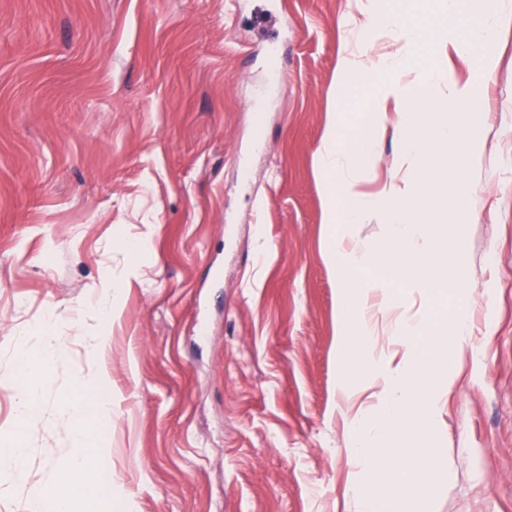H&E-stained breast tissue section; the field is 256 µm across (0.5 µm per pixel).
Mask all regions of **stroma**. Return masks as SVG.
I'll return each instance as SVG.
<instances>
[{"instance_id": "stroma-1", "label": "stroma", "mask_w": 512, "mask_h": 512, "mask_svg": "<svg viewBox=\"0 0 512 512\" xmlns=\"http://www.w3.org/2000/svg\"><path fill=\"white\" fill-rule=\"evenodd\" d=\"M356 0H0V444L20 358L47 357L20 476L31 512L94 417L98 512H358L330 233L387 237L378 209L327 222L315 155L371 105L332 92L376 43ZM456 58L484 106V206L461 259L477 359L422 447V512H512V29ZM139 244L132 257L130 244ZM110 313L102 315L101 300ZM102 382L81 391L84 379Z\"/></svg>"}]
</instances>
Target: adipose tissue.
I'll list each match as a JSON object with an SVG mask.
<instances>
[{
	"label": "adipose tissue",
	"mask_w": 512,
	"mask_h": 512,
	"mask_svg": "<svg viewBox=\"0 0 512 512\" xmlns=\"http://www.w3.org/2000/svg\"><path fill=\"white\" fill-rule=\"evenodd\" d=\"M463 0H431L421 20L365 0L361 14L366 28L389 36L397 48L370 54L352 52L342 59L343 80L334 94L340 102L352 100L359 89L374 90L368 116L352 128L330 126L317 150L319 175L329 205V221L364 223L370 203L360 190L359 173L367 156L377 150L386 133L403 144L395 172L383 180L382 214L389 228L381 245L358 237L328 236L326 255L336 275L340 345L346 364L357 362L365 347L386 334L388 348L369 364L373 375L371 401L348 418L353 451L371 481V492L359 502V512H414L428 487V474L417 467L416 434L439 410V398L453 392L454 373L445 363L448 351H461L470 336L467 310L449 309L446 297L468 276L456 251L432 234L445 226L446 235L461 238L476 220L467 176L470 159L480 155L484 139L471 126L480 99L473 80H459L448 66L449 56L481 54L500 35L503 20L512 19V0H494L490 12L477 15L467 30L449 36L448 23ZM428 52L422 63L410 64L402 47ZM435 85L448 88L444 99L434 98ZM451 179L456 199H438L435 187ZM374 271L371 282L360 273ZM410 286L421 291L414 315H407L390 289ZM17 437L0 448V471L20 473L23 448L20 437L32 419L40 368L21 364ZM90 410L73 406L79 448L58 471L56 488L36 498L31 512H94L87 490L99 479V456L93 429L86 424Z\"/></svg>",
	"instance_id": "obj_1"
}]
</instances>
